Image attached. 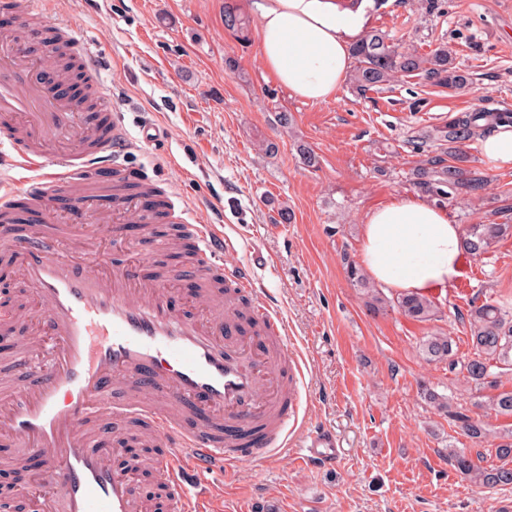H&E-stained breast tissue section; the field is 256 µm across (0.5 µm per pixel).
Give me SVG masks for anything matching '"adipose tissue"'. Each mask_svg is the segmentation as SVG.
I'll return each mask as SVG.
<instances>
[{
	"label": "adipose tissue",
	"mask_w": 512,
	"mask_h": 512,
	"mask_svg": "<svg viewBox=\"0 0 512 512\" xmlns=\"http://www.w3.org/2000/svg\"><path fill=\"white\" fill-rule=\"evenodd\" d=\"M264 66L291 94L332 99L351 68V49L368 31L374 0H251ZM360 260L378 286L429 295L460 276L461 228L418 194L369 210L360 226Z\"/></svg>",
	"instance_id": "obj_1"
}]
</instances>
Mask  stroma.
<instances>
[{"label":"stroma","instance_id":"1","mask_svg":"<svg viewBox=\"0 0 512 512\" xmlns=\"http://www.w3.org/2000/svg\"><path fill=\"white\" fill-rule=\"evenodd\" d=\"M228 0H37L32 21L90 43L112 88V111L135 144L123 162L149 165L183 191L195 217L220 224L232 243L226 266L251 270L285 318L289 350L303 363L300 413L333 431L330 469L244 461L205 476L221 512H504L512 486L461 478L449 451L497 464L495 434L512 420L485 413L462 373L426 361L419 344L441 331L470 355L469 315L485 298L512 308V236L482 257L465 256L469 293H434L437 320L396 311L371 315L348 280L366 213L414 193L417 169L440 154L415 139L461 112L512 110V0H377L372 27L403 50L448 47L472 77L456 94L419 75L370 90L345 80L334 99L306 103L268 72L258 23L247 39L224 26ZM291 115L288 126L278 113ZM156 129L152 144L143 127ZM311 146L316 166L298 145ZM466 167L483 186L447 203L453 223L512 224V168H489L479 141ZM291 219L279 223L281 208ZM447 396L440 412L423 388ZM483 417L493 437L461 435L459 417Z\"/></svg>","mask_w":512,"mask_h":512}]
</instances>
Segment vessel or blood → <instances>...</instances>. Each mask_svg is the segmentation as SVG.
I'll use <instances>...</instances> for the list:
<instances>
[{
    "instance_id": "obj_1",
    "label": "vessel or blood",
    "mask_w": 512,
    "mask_h": 512,
    "mask_svg": "<svg viewBox=\"0 0 512 512\" xmlns=\"http://www.w3.org/2000/svg\"><path fill=\"white\" fill-rule=\"evenodd\" d=\"M74 50L89 75L100 109L109 113L100 127L71 102L49 94L34 80L21 49L0 48V129L8 152L0 154V256L44 303L42 314L11 316L18 340L10 373L0 379V445L11 448L10 466L21 469L31 454L47 461L44 479L57 489L40 512H203L188 487L207 474L242 461L270 460L280 453L313 468L331 466L338 454L335 434L308 432L299 419L298 362L288 355V332L278 309L259 289L249 269L225 271L230 244L223 230L199 223L184 196L168 187L167 223L177 237L157 241L138 263L104 270L97 250L80 262L61 256L70 229L51 225L32 234L13 224L22 198L42 213L63 194L76 214L91 210L101 188L94 174L111 170L132 146L124 125L112 115L108 88L89 49ZM63 136L73 150L49 160V137ZM55 170L49 182L17 190L2 171ZM141 196H127L121 179L110 190L127 222L149 224L145 198L160 177L137 168ZM95 242L126 249L120 227L99 224ZM192 246L196 298L209 305L208 326L175 315L160 284L175 278L166 258ZM137 405L148 430L143 444L158 448L151 460L117 466L99 448L97 429L113 433L127 425L115 420L120 401ZM151 468L158 496L137 489L138 475Z\"/></svg>"
}]
</instances>
